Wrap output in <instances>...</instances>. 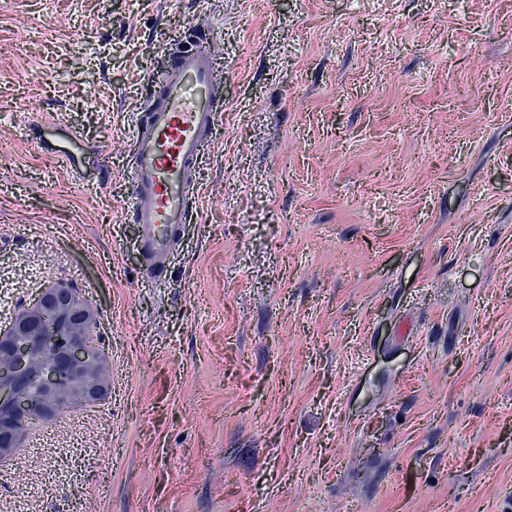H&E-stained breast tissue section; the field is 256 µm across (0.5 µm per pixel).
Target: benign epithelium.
Segmentation results:
<instances>
[{"instance_id":"benign-epithelium-1","label":"benign epithelium","mask_w":512,"mask_h":512,"mask_svg":"<svg viewBox=\"0 0 512 512\" xmlns=\"http://www.w3.org/2000/svg\"><path fill=\"white\" fill-rule=\"evenodd\" d=\"M56 326L46 346L61 355L50 364L35 363L32 336L42 323ZM95 317L66 285L46 288L33 307L21 313L9 332H0V454L17 447L29 421L48 417L63 405L95 402L107 385L91 378L101 352L93 339Z\"/></svg>"}]
</instances>
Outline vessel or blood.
I'll use <instances>...</instances> for the list:
<instances>
[{"label": "vessel or blood", "instance_id": "vessel-or-blood-1", "mask_svg": "<svg viewBox=\"0 0 512 512\" xmlns=\"http://www.w3.org/2000/svg\"><path fill=\"white\" fill-rule=\"evenodd\" d=\"M223 83L211 50L185 45L170 53L146 114L133 126L127 213L139 226L147 277L161 278L200 198L199 169L223 110Z\"/></svg>", "mask_w": 512, "mask_h": 512}]
</instances>
